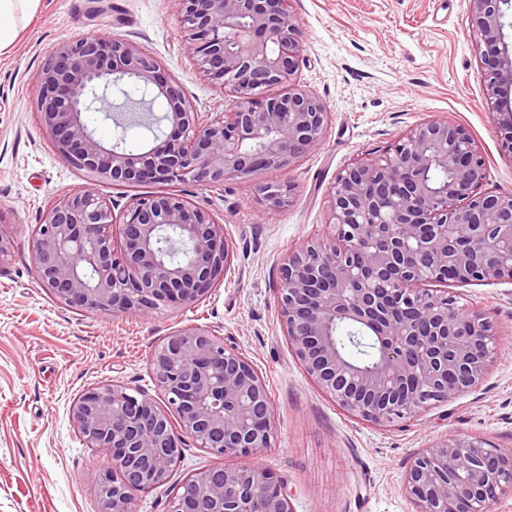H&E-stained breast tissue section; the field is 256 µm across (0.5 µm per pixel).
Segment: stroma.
Returning a JSON list of instances; mask_svg holds the SVG:
<instances>
[{"instance_id":"1","label":"stroma","mask_w":512,"mask_h":512,"mask_svg":"<svg viewBox=\"0 0 512 512\" xmlns=\"http://www.w3.org/2000/svg\"><path fill=\"white\" fill-rule=\"evenodd\" d=\"M303 34L298 88L330 112L322 142L265 180L290 184L286 207L262 218L259 182L103 185L119 203L177 193L223 224L231 265L194 306L130 318L59 305L40 287L31 239L53 197L84 187L56 154L34 110L37 76L56 48L89 33L132 40L182 85L200 119L230 102L182 51L171 0H41L35 20L0 55V512H98L103 451L83 445L69 406L85 387L118 380L155 394L148 358L174 329L211 326L263 377L276 432L259 458L288 484L294 512H415L403 484L414 455L449 436L476 435L512 450V282L448 283L460 306L499 327L483 383L417 419L384 430L360 421L305 375L279 320L280 265L328 237L329 194L350 163L384 154L409 126L435 118L464 125L486 159L483 191L512 193V165L483 95L466 0H292ZM187 446L169 484L141 494L140 512H166L192 470L236 466Z\"/></svg>"}]
</instances>
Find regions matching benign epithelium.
<instances>
[{"label":"benign epithelium","mask_w":512,"mask_h":512,"mask_svg":"<svg viewBox=\"0 0 512 512\" xmlns=\"http://www.w3.org/2000/svg\"><path fill=\"white\" fill-rule=\"evenodd\" d=\"M184 54L212 85L232 94L224 118L199 121L180 83L140 46L88 35L60 45L39 75L36 111L58 156L88 186L44 211L32 237L36 276L58 303L139 317L199 302L229 268L224 225L174 193L118 207L107 183L207 184L289 168L318 146L330 112L293 87L302 33L292 0H172ZM485 100L512 165V50L501 45L512 0H468ZM165 105L150 114L153 146L107 147L84 120L112 118L109 90L125 85ZM485 159L470 132L446 118L410 126L382 157L336 176L334 234L288 254L278 303L294 355L342 410L377 427L416 419L481 385L498 328L430 282L512 281V194L482 191ZM290 189L260 185L272 210ZM374 336L379 362L362 366L338 342L337 325ZM163 401L119 381L84 388L70 405L78 435L106 453L96 489L100 512H139V494L166 486L191 440L216 457L239 458L189 474L167 512H292L287 485L254 462L275 434L272 402L252 360L208 326L175 329L151 351ZM416 378L401 396L393 387ZM415 512H492L512 496V451L479 436L446 437L423 449L405 478Z\"/></svg>","instance_id":"1"}]
</instances>
